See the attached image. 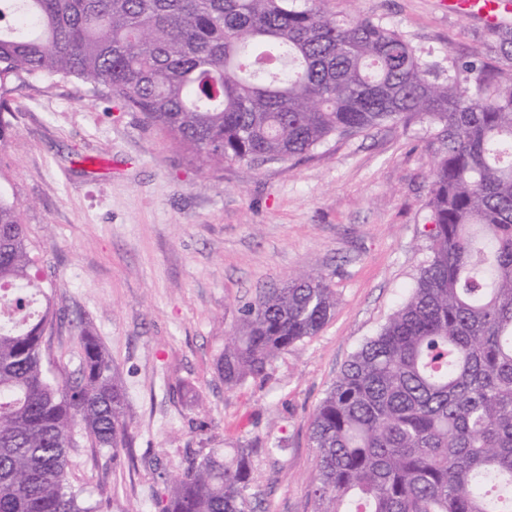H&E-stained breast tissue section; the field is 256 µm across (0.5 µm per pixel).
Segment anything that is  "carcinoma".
<instances>
[{
	"mask_svg": "<svg viewBox=\"0 0 512 512\" xmlns=\"http://www.w3.org/2000/svg\"><path fill=\"white\" fill-rule=\"evenodd\" d=\"M327 0H6L0 83L108 87L208 172L286 164L335 136L441 127L430 259L316 406V512H512V28L440 77L398 30ZM336 306L305 271L239 308L224 387L267 375ZM57 319L19 204L0 192V512H98L69 481L82 440L130 446L125 387L89 329L54 371ZM251 448L191 457L159 512H247Z\"/></svg>",
	"mask_w": 512,
	"mask_h": 512,
	"instance_id": "cac0c4a2",
	"label": "carcinoma"
}]
</instances>
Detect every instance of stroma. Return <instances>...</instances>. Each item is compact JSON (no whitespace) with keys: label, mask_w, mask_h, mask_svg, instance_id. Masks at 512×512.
Masks as SVG:
<instances>
[{"label":"stroma","mask_w":512,"mask_h":512,"mask_svg":"<svg viewBox=\"0 0 512 512\" xmlns=\"http://www.w3.org/2000/svg\"><path fill=\"white\" fill-rule=\"evenodd\" d=\"M382 20L427 59L486 53L483 24L445 0H329ZM0 188L23 210L36 267L61 315L47 343L79 362V324L112 356L131 448L81 444L69 480L101 512H158L186 457L248 441L253 512H315L312 413L350 357L386 323L429 257L430 173L442 143L425 122L333 140L292 167L223 173L184 159L109 90L75 79L9 82ZM105 161L95 172L81 162ZM306 270L336 308L263 380L225 388L216 361L240 306Z\"/></svg>","instance_id":"stroma-1"}]
</instances>
